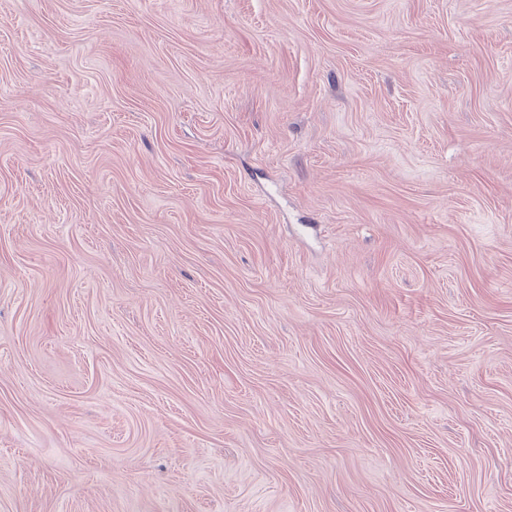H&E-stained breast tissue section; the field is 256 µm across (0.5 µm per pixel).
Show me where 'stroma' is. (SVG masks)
I'll list each match as a JSON object with an SVG mask.
<instances>
[{"mask_svg":"<svg viewBox=\"0 0 512 512\" xmlns=\"http://www.w3.org/2000/svg\"><path fill=\"white\" fill-rule=\"evenodd\" d=\"M0 512H512V0H0Z\"/></svg>","mask_w":512,"mask_h":512,"instance_id":"obj_1","label":"stroma"}]
</instances>
